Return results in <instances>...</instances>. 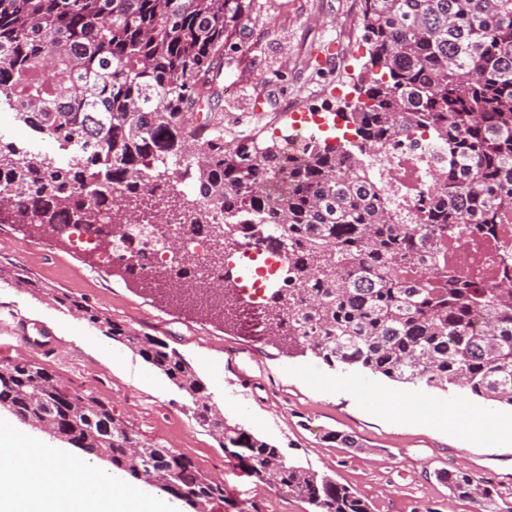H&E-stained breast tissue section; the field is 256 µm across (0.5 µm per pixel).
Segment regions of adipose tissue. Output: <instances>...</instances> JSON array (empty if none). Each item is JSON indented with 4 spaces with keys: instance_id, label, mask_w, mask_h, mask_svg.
Instances as JSON below:
<instances>
[{
    "instance_id": "adipose-tissue-1",
    "label": "adipose tissue",
    "mask_w": 512,
    "mask_h": 512,
    "mask_svg": "<svg viewBox=\"0 0 512 512\" xmlns=\"http://www.w3.org/2000/svg\"><path fill=\"white\" fill-rule=\"evenodd\" d=\"M429 425L465 426L469 438L492 436L512 444V421L491 412L461 419L456 408L422 414ZM0 512H175L146 486L112 473L98 459L76 463L66 449L0 415Z\"/></svg>"
}]
</instances>
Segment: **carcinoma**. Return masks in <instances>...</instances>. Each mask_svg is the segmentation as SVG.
<instances>
[{"instance_id":"cac0c4a2","label":"carcinoma","mask_w":512,"mask_h":512,"mask_svg":"<svg viewBox=\"0 0 512 512\" xmlns=\"http://www.w3.org/2000/svg\"><path fill=\"white\" fill-rule=\"evenodd\" d=\"M257 9V0H0V97L33 132L72 147L56 159L0 141V195L14 221L33 232L46 224L63 242L70 225L110 241L96 227L100 206H110L112 225H129L135 214L114 192L136 194L179 167L197 195L168 198L190 215L188 231L210 242L211 264L225 265L232 235L272 226L261 241L285 275L264 310L282 348L512 406V271L489 283L448 271L446 258L448 239L491 237L512 207V0H360L367 52L356 97L338 110L354 139L311 141L293 156L256 135L231 147L210 115L224 55ZM420 130L448 151V181L411 220L362 155ZM178 267L185 282L197 280L190 255L180 253ZM115 270L155 292L134 264ZM56 300L169 379L250 475L276 476L277 489L314 512H372L348 486L230 424L168 344L83 301ZM178 304L226 324L241 306L208 289ZM1 408L24 424L49 421L59 440L135 481L164 473V492L189 508H224L223 483L141 439L109 402L35 359L0 360ZM438 477L474 512H497L494 489L469 473Z\"/></svg>"}]
</instances>
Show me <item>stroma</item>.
<instances>
[{
    "label": "stroma",
    "instance_id": "35a3bbf8",
    "mask_svg": "<svg viewBox=\"0 0 512 512\" xmlns=\"http://www.w3.org/2000/svg\"><path fill=\"white\" fill-rule=\"evenodd\" d=\"M258 20L244 23L237 50L227 52L217 87L239 80L243 89L223 100L224 113L250 112L254 96L278 121L276 132L244 122L225 125L224 138L282 139L288 133L284 106L306 99L308 107L336 111L342 99L328 95L342 69L358 73L363 58L327 59L332 42L361 45L359 16L351 0H265ZM0 140L28 152L59 156L54 140L36 135L9 105L0 104ZM0 268L21 269L42 290L0 282V358H33L70 386L111 401L143 438L185 454L199 469L223 481L224 512H313L308 503L247 474L238 461L185 411L183 394L136 352L112 340L77 311L60 307L53 293L87 300L113 321L165 340L183 355L230 423L281 448L288 462L311 466L349 486L374 512H470L452 496L437 471L464 470L497 492L500 512H512V446L472 442L463 430L426 426L380 412L375 393L413 395L416 407L440 405L462 414L512 407L463 389L442 391L398 383L356 369H332L310 353L286 354L264 332L260 305L245 326L228 327L159 302L89 260L85 251L55 237L32 239L22 224H0ZM355 436L359 448L325 441V431Z\"/></svg>",
    "mask_w": 512,
    "mask_h": 512
}]
</instances>
